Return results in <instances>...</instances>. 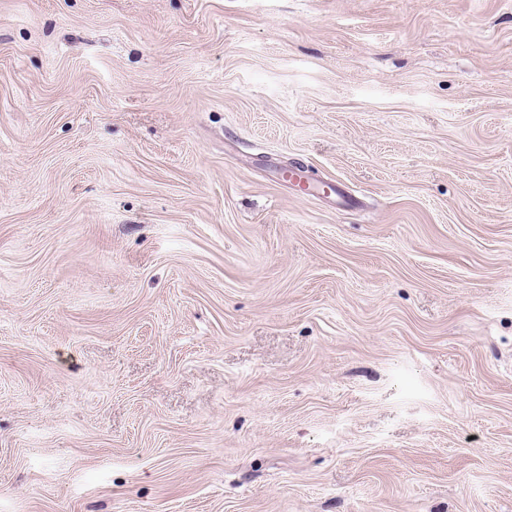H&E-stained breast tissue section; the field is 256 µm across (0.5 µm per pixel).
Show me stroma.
Returning a JSON list of instances; mask_svg holds the SVG:
<instances>
[{
  "label": "stroma",
  "instance_id": "stroma-1",
  "mask_svg": "<svg viewBox=\"0 0 512 512\" xmlns=\"http://www.w3.org/2000/svg\"><path fill=\"white\" fill-rule=\"evenodd\" d=\"M0 512H512V0H0Z\"/></svg>",
  "mask_w": 512,
  "mask_h": 512
}]
</instances>
